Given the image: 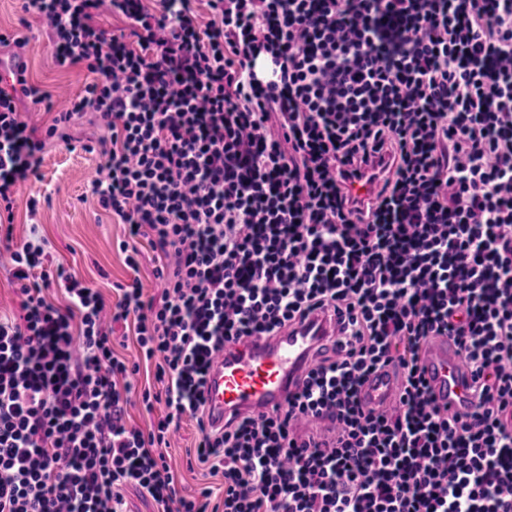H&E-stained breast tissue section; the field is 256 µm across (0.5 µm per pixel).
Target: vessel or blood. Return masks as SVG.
I'll use <instances>...</instances> for the list:
<instances>
[{
  "label": "vessel or blood",
  "instance_id": "vessel-or-blood-1",
  "mask_svg": "<svg viewBox=\"0 0 512 512\" xmlns=\"http://www.w3.org/2000/svg\"><path fill=\"white\" fill-rule=\"evenodd\" d=\"M335 333V321L316 312L278 335L226 345L207 375L206 409L211 419L220 424L233 414L257 415L284 406L288 393L296 391L314 349ZM423 369L439 404L461 410L475 408L471 380L447 340L429 346ZM398 395L394 377L386 370L369 376L360 389V399L368 407L391 404Z\"/></svg>",
  "mask_w": 512,
  "mask_h": 512
}]
</instances>
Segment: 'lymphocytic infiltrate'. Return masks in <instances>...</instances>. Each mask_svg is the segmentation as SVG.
Returning <instances> with one entry per match:
<instances>
[{
  "instance_id": "lymphocytic-infiltrate-1",
  "label": "lymphocytic infiltrate",
  "mask_w": 512,
  "mask_h": 512,
  "mask_svg": "<svg viewBox=\"0 0 512 512\" xmlns=\"http://www.w3.org/2000/svg\"><path fill=\"white\" fill-rule=\"evenodd\" d=\"M56 65L93 79L45 131L0 88V208L84 114L105 134L91 184L125 226L117 299L40 243L0 239L21 312L0 316V512H512V0H18ZM124 29L96 22L102 10ZM375 167V191L347 183ZM162 286L145 298L141 244ZM58 284L64 305L47 301ZM335 314L287 405L212 428L204 384L225 344ZM132 325L151 381L112 347ZM448 338L475 410L423 376ZM392 368L394 404L359 398ZM140 402L150 429L128 420ZM189 465L224 498L181 494L163 447L185 419Z\"/></svg>"
}]
</instances>
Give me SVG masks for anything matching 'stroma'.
Returning <instances> with one entry per match:
<instances>
[{
	"label": "stroma",
	"mask_w": 512,
	"mask_h": 512,
	"mask_svg": "<svg viewBox=\"0 0 512 512\" xmlns=\"http://www.w3.org/2000/svg\"><path fill=\"white\" fill-rule=\"evenodd\" d=\"M38 18L20 22L16 0H0V31H22L29 41L23 49L29 81L50 95L52 103L63 105L78 93L90 76L80 67L63 70L53 61L47 40L41 34ZM102 163L98 154L69 150L60 142L49 143L43 154L40 180L19 188L14 203V236L45 241L52 266L62 267L112 297V285L128 282L131 275L115 241L123 234L122 225L88 197L90 181ZM37 199L38 210L29 213L30 199ZM198 439L194 422L185 421L170 439L168 454L183 492H194L204 479L200 470L189 469L186 451Z\"/></svg>",
	"instance_id": "obj_1"
}]
</instances>
